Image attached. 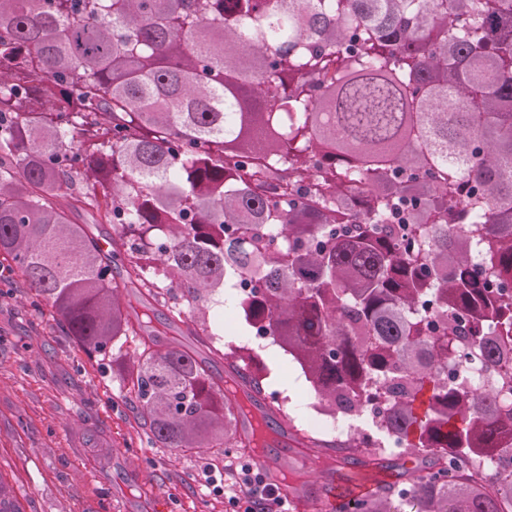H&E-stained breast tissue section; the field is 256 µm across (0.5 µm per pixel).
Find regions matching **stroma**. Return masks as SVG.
Wrapping results in <instances>:
<instances>
[{
    "mask_svg": "<svg viewBox=\"0 0 512 512\" xmlns=\"http://www.w3.org/2000/svg\"><path fill=\"white\" fill-rule=\"evenodd\" d=\"M206 322L224 340L184 341L210 361L215 378L235 365L228 343L249 331L240 308L210 306ZM265 392L285 397L282 427L296 456L287 469L319 496L348 467L336 435L311 428L315 394L283 350L261 348ZM121 355L86 352L52 317L50 304L0 268V481L21 512H225L224 498L200 491L206 457L155 447L136 403L119 391Z\"/></svg>",
    "mask_w": 512,
    "mask_h": 512,
    "instance_id": "1",
    "label": "stroma"
}]
</instances>
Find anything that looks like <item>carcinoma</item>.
<instances>
[{
	"mask_svg": "<svg viewBox=\"0 0 512 512\" xmlns=\"http://www.w3.org/2000/svg\"><path fill=\"white\" fill-rule=\"evenodd\" d=\"M0 257L83 349L131 340L159 448L257 444L145 330L157 288L179 320L227 288L324 413L378 405L344 460H425L337 512H512V0H0ZM474 354L496 389L448 381ZM70 216L75 224H84L83 227L90 236L98 239L100 243H106L108 247L105 250L112 249V238H117V231L112 224H97L93 212L87 208L74 210Z\"/></svg>",
	"mask_w": 512,
	"mask_h": 512,
	"instance_id": "cac0c4a2",
	"label": "carcinoma"
}]
</instances>
